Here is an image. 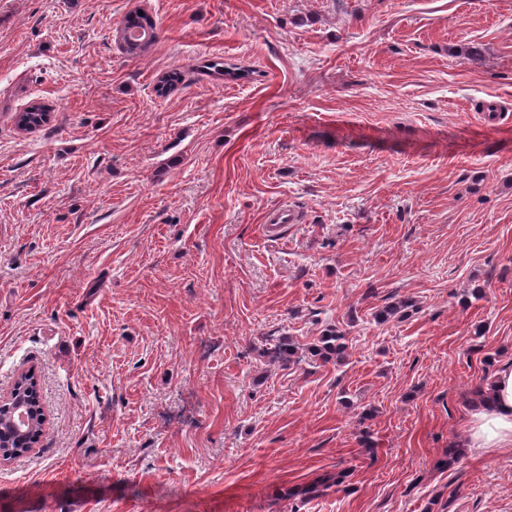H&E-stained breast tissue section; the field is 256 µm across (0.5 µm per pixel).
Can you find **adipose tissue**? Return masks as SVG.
Returning <instances> with one entry per match:
<instances>
[{"mask_svg": "<svg viewBox=\"0 0 512 512\" xmlns=\"http://www.w3.org/2000/svg\"><path fill=\"white\" fill-rule=\"evenodd\" d=\"M466 447L479 450L512 446V362L470 399Z\"/></svg>", "mask_w": 512, "mask_h": 512, "instance_id": "1", "label": "adipose tissue"}]
</instances>
